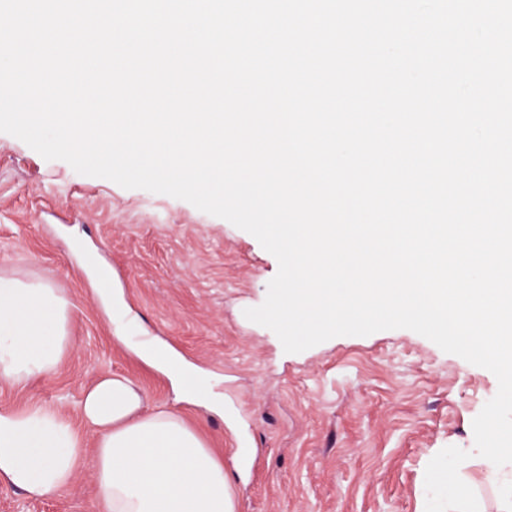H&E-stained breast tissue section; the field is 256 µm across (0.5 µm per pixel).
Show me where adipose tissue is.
Returning <instances> with one entry per match:
<instances>
[{
	"label": "adipose tissue",
	"mask_w": 512,
	"mask_h": 512,
	"mask_svg": "<svg viewBox=\"0 0 512 512\" xmlns=\"http://www.w3.org/2000/svg\"><path fill=\"white\" fill-rule=\"evenodd\" d=\"M69 302L61 289L0 275V382L15 386L56 370L65 354ZM148 365L165 362L177 391L210 410L224 408L195 366L176 355L138 348ZM96 436L87 450L59 412L0 410V481L42 498L67 488L78 464L95 456L99 512H236L224 462L182 415L147 409L140 387L124 375L101 377L79 403ZM483 484L493 487L498 512H512V448L477 457Z\"/></svg>",
	"instance_id": "ef3b65f1"
}]
</instances>
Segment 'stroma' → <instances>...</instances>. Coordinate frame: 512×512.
I'll return each instance as SVG.
<instances>
[{"label": "stroma", "instance_id": "obj_1", "mask_svg": "<svg viewBox=\"0 0 512 512\" xmlns=\"http://www.w3.org/2000/svg\"><path fill=\"white\" fill-rule=\"evenodd\" d=\"M90 264L101 288L122 289L133 342L167 344L204 370L223 414L175 401L168 378L115 338ZM277 271L225 219L79 174L0 133V272L47 282L71 304L57 369L22 387L0 383V409L57 410L91 445L78 403L101 375L123 374L148 408L180 413L223 456L236 512H425L427 464L448 446L473 450L472 421L496 377L408 329L285 353L244 315ZM94 483L89 458L65 490L40 500L1 482L0 512H98Z\"/></svg>", "mask_w": 512, "mask_h": 512}]
</instances>
